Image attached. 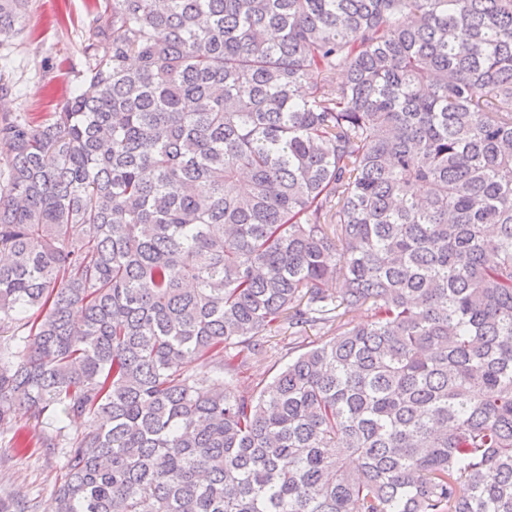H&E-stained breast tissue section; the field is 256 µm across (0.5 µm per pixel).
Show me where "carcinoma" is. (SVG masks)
<instances>
[{
	"label": "carcinoma",
	"instance_id": "1",
	"mask_svg": "<svg viewBox=\"0 0 512 512\" xmlns=\"http://www.w3.org/2000/svg\"><path fill=\"white\" fill-rule=\"evenodd\" d=\"M89 49L0 113V433L59 422L55 512H512V0H112ZM269 336H277L272 338V347L268 349V353L265 359L253 360L248 365L246 375L252 379L259 381L261 379L270 378L280 367L288 362V350L287 347H283L281 339L284 336L288 338V330L283 329L281 331L273 332ZM273 365H277L275 370Z\"/></svg>",
	"mask_w": 512,
	"mask_h": 512
}]
</instances>
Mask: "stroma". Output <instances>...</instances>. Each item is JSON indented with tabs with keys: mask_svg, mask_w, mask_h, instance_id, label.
<instances>
[{
	"mask_svg": "<svg viewBox=\"0 0 512 512\" xmlns=\"http://www.w3.org/2000/svg\"><path fill=\"white\" fill-rule=\"evenodd\" d=\"M105 0H28L23 29L0 43V66L13 87L0 94L1 112L44 115L72 96L78 73L88 67L93 20ZM17 435L0 434V500L11 512H51L64 462L58 448L37 438L46 423L18 417Z\"/></svg>",
	"mask_w": 512,
	"mask_h": 512,
	"instance_id": "1",
	"label": "stroma"
}]
</instances>
